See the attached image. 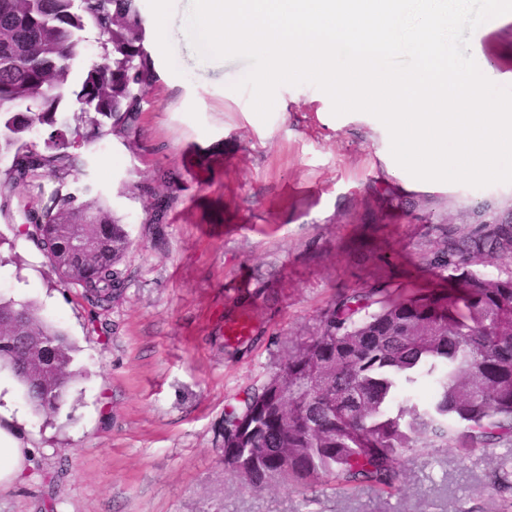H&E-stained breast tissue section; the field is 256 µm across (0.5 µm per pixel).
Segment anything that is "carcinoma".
<instances>
[{
    "label": "carcinoma",
    "mask_w": 512,
    "mask_h": 512,
    "mask_svg": "<svg viewBox=\"0 0 512 512\" xmlns=\"http://www.w3.org/2000/svg\"><path fill=\"white\" fill-rule=\"evenodd\" d=\"M89 28L97 57L73 80ZM147 38L143 0H0V156L11 157L0 170V214L18 216L58 281L100 308L126 285L123 219L98 199L45 202L19 188L64 178L87 127L98 138L136 136L158 80ZM66 99L77 108L71 122L57 118ZM36 127L47 133L40 145L29 140ZM80 233L98 241L81 261ZM511 258L512 207L481 206L464 226L448 224L428 260L448 290L339 296L320 333L288 357L298 388L282 394L272 377L224 413V467L251 465L257 493L327 481L393 492L406 483L399 460L408 451L468 455L512 438V271L474 269ZM23 337L30 368L17 382L35 413L58 416L77 376L75 346L36 302L0 299V370L23 360Z\"/></svg>",
    "instance_id": "obj_1"
}]
</instances>
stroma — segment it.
I'll return each instance as SVG.
<instances>
[{
    "label": "stroma",
    "instance_id": "obj_1",
    "mask_svg": "<svg viewBox=\"0 0 512 512\" xmlns=\"http://www.w3.org/2000/svg\"><path fill=\"white\" fill-rule=\"evenodd\" d=\"M190 0H167L164 39L150 51L159 80L134 143L92 139L62 179L30 195L90 187L122 217L133 246L122 294L104 308L63 287L14 222L0 234L24 265H0V298L32 300L76 347L78 374L60 416L34 414L5 373L8 427L31 465L0 487V512H512V442L467 456L410 451L398 493L361 485L281 486L252 492L221 460L224 413L320 332L339 294L443 288L422 265L447 224L488 203H512V184L467 192L420 181L394 160L374 116H334L310 84L281 86L268 121L249 92L233 90L240 59H201L185 33ZM483 74L512 86V14L470 42ZM178 182L156 180L160 169ZM394 190L402 211H387ZM172 196L163 223L153 197ZM249 312L244 343H224V322Z\"/></svg>",
    "mask_w": 512,
    "mask_h": 512
}]
</instances>
